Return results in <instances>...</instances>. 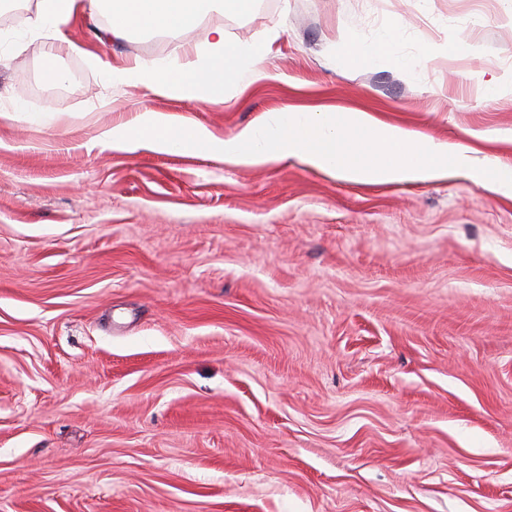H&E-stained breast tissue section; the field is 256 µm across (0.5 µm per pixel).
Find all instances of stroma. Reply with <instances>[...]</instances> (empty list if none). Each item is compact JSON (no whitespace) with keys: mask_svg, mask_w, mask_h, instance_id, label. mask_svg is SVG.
Segmentation results:
<instances>
[{"mask_svg":"<svg viewBox=\"0 0 512 512\" xmlns=\"http://www.w3.org/2000/svg\"><path fill=\"white\" fill-rule=\"evenodd\" d=\"M36 9L0 0V512H512V199L99 142L146 108L224 138L331 106L512 167V95L485 93L512 0H257L106 44L98 11L62 40ZM391 24L421 75L336 62ZM213 28L272 43L274 80L113 86L208 63Z\"/></svg>","mask_w":512,"mask_h":512,"instance_id":"obj_1","label":"stroma"}]
</instances>
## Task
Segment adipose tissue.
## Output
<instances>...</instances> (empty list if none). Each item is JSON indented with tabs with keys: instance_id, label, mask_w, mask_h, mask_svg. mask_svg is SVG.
Returning <instances> with one entry per match:
<instances>
[{
	"instance_id": "adipose-tissue-1",
	"label": "adipose tissue",
	"mask_w": 512,
	"mask_h": 512,
	"mask_svg": "<svg viewBox=\"0 0 512 512\" xmlns=\"http://www.w3.org/2000/svg\"><path fill=\"white\" fill-rule=\"evenodd\" d=\"M215 2L97 0L109 19L105 33L115 39L134 29L192 32ZM397 37V27L389 26L370 44L354 40L342 43L336 58L353 59L370 68L394 60L404 72L417 73V60L395 57ZM212 45L215 54L209 64L187 54L168 71L159 72L150 62L137 59L113 67L112 81L141 86L161 96L210 102L230 97L239 76L253 82L271 78L264 48L225 46L219 30L213 33ZM101 142L128 152L148 142L162 153H198L235 167H268L295 159L328 176L371 185L425 183L463 171L485 190L512 198L511 167L479 159L468 146L438 141L359 110L287 106L263 113L224 139L203 125L145 110L130 121L113 125L102 134Z\"/></svg>"
}]
</instances>
